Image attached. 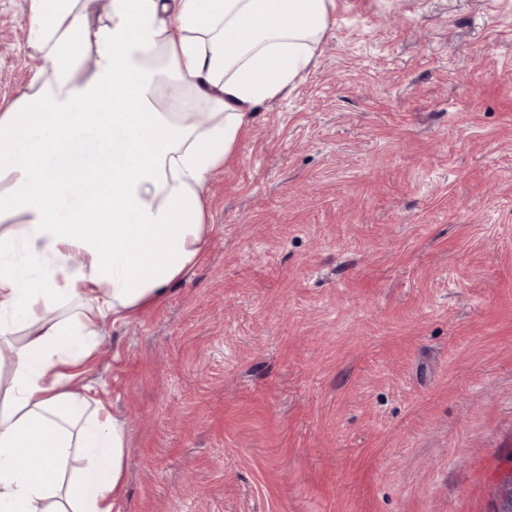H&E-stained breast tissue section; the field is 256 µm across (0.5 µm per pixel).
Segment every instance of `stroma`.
<instances>
[{
	"label": "stroma",
	"mask_w": 512,
	"mask_h": 512,
	"mask_svg": "<svg viewBox=\"0 0 512 512\" xmlns=\"http://www.w3.org/2000/svg\"><path fill=\"white\" fill-rule=\"evenodd\" d=\"M0 0V101L41 60ZM205 259L79 384L121 512H495L512 468V0H335L207 188Z\"/></svg>",
	"instance_id": "obj_1"
}]
</instances>
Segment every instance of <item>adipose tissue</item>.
Wrapping results in <instances>:
<instances>
[{
    "label": "adipose tissue",
    "mask_w": 512,
    "mask_h": 512,
    "mask_svg": "<svg viewBox=\"0 0 512 512\" xmlns=\"http://www.w3.org/2000/svg\"><path fill=\"white\" fill-rule=\"evenodd\" d=\"M94 2L28 0L43 64L0 108V512H119L128 429L76 370L203 260L212 176L334 4Z\"/></svg>",
    "instance_id": "adipose-tissue-1"
}]
</instances>
